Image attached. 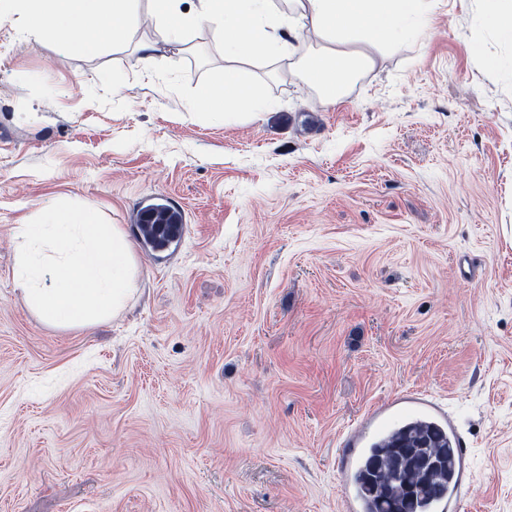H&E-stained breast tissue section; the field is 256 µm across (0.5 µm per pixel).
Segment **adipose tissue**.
<instances>
[{
  "instance_id": "obj_1",
  "label": "adipose tissue",
  "mask_w": 512,
  "mask_h": 512,
  "mask_svg": "<svg viewBox=\"0 0 512 512\" xmlns=\"http://www.w3.org/2000/svg\"><path fill=\"white\" fill-rule=\"evenodd\" d=\"M177 2L152 0L145 12L139 0H15V7L28 33H49L84 56L134 43L142 60L152 62L158 42L134 41L146 21L165 43L192 30H215L224 44L221 84L203 89L199 101L228 120L273 107L250 77L251 61L313 43L303 75L332 100L356 72L373 67L370 46L401 38L423 13V0H289L284 10L272 0H199V8L188 11Z\"/></svg>"
}]
</instances>
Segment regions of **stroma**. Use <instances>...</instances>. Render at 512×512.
<instances>
[{
  "label": "stroma",
  "instance_id": "35a3bbf8",
  "mask_svg": "<svg viewBox=\"0 0 512 512\" xmlns=\"http://www.w3.org/2000/svg\"><path fill=\"white\" fill-rule=\"evenodd\" d=\"M486 0H425L336 100L277 61L272 111L197 95L209 30L94 57L0 0V512H342L346 433L430 396L466 450L463 512H512V42ZM138 292L89 329L16 290L14 225L95 202Z\"/></svg>",
  "mask_w": 512,
  "mask_h": 512
}]
</instances>
